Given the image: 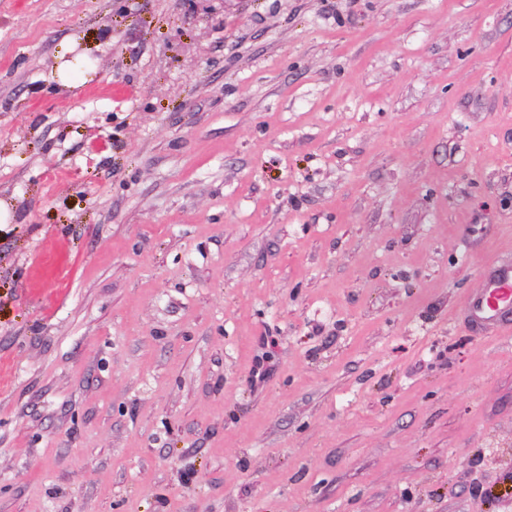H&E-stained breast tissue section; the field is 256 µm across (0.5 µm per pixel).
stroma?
I'll use <instances>...</instances> for the list:
<instances>
[{"label":"stroma","mask_w":512,"mask_h":512,"mask_svg":"<svg viewBox=\"0 0 512 512\" xmlns=\"http://www.w3.org/2000/svg\"><path fill=\"white\" fill-rule=\"evenodd\" d=\"M505 251L512 0H0V512H512ZM480 280V287L464 298L456 319L474 336H483L488 329L496 336L512 335V260L485 262Z\"/></svg>","instance_id":"1"}]
</instances>
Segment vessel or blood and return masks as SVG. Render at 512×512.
Returning a JSON list of instances; mask_svg holds the SVG:
<instances>
[{
	"label": "vessel or blood",
	"mask_w": 512,
	"mask_h": 512,
	"mask_svg": "<svg viewBox=\"0 0 512 512\" xmlns=\"http://www.w3.org/2000/svg\"><path fill=\"white\" fill-rule=\"evenodd\" d=\"M457 319L474 336L494 330L512 335V260H490L480 269L479 288L466 296Z\"/></svg>",
	"instance_id": "b4317fda"
}]
</instances>
